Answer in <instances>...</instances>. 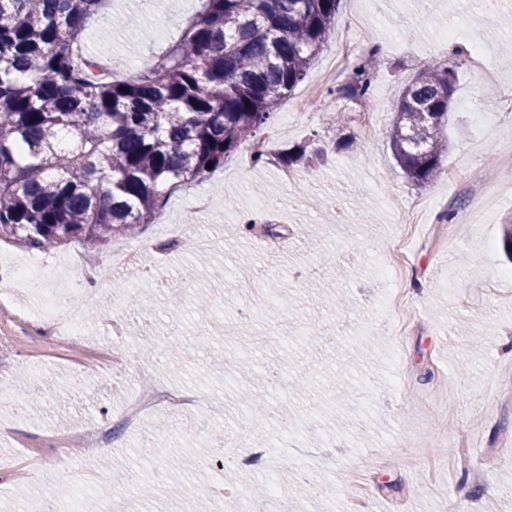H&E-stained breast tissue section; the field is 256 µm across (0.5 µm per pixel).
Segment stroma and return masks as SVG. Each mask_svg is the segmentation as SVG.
Wrapping results in <instances>:
<instances>
[{"mask_svg":"<svg viewBox=\"0 0 512 512\" xmlns=\"http://www.w3.org/2000/svg\"><path fill=\"white\" fill-rule=\"evenodd\" d=\"M487 0H342L336 27L306 79L314 84L339 53L343 32H361L381 49L382 66L366 101L302 103L296 88L257 139L265 165L250 161L242 144L209 178L177 189L136 236L87 246L73 243L47 250L13 247L49 274L50 287L66 286L72 301L84 281L103 298L85 318L87 334L111 340L109 317L121 303L128 319L126 340L148 378L115 369L107 387L84 392L60 388L74 371L94 372L95 355L79 336L46 334L0 308V340L8 348L0 366L15 387L43 389L41 413L17 414L0 402V455L15 468L0 474V512H25L31 499L69 500L63 477L46 471L40 486L28 472L30 453L62 423L110 425L121 396L143 383L200 388L216 400L184 430L179 417L155 412L145 435H117L113 451L86 460L80 439L72 441L73 463L107 475L115 493L128 473L139 489L136 512H196L197 499L223 483L224 473L202 468L206 449L236 444L252 430L240 392L253 388L267 405V466H243L242 484L260 488L282 475L305 470L329 484L332 512H347L360 497L350 472L366 455L381 464L368 476L366 512H449V499L469 512H512V460L497 461L512 445V354L499 342L512 338V263L502 248L504 220L512 217V194L500 197L482 223L456 219L477 176L491 173L512 186V166L497 155L499 138L512 135V112L497 111L498 96L512 89V0H498L503 23L485 20ZM200 0H109L114 22L104 36L98 20L80 34L88 55L142 67L155 52L180 40ZM458 59L447 169L438 181L418 187L397 166L388 130L402 91L437 57ZM348 124L328 131L337 109ZM330 144L326 164L309 171L280 162L282 151L312 136ZM210 197L206 214L191 211L193 197ZM260 195L295 203L288 221V247L249 232L241 218ZM428 205L424 223L406 230L409 200ZM207 226L206 266L196 267V247L187 245L162 261L160 276L130 277L113 271V248L159 239L166 225ZM333 258L317 276L296 277L306 258ZM288 289L289 306L273 302ZM264 308L263 318L242 322L241 300ZM196 343L195 351L172 355L171 338ZM359 365L349 385L352 398L329 390L330 367ZM162 448L179 457L159 456ZM121 466H112L113 458ZM180 487H172L170 471Z\"/></svg>","mask_w":512,"mask_h":512,"instance_id":"1","label":"stroma"}]
</instances>
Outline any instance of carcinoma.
I'll return each mask as SVG.
<instances>
[{
    "instance_id": "carcinoma-1",
    "label": "carcinoma",
    "mask_w": 512,
    "mask_h": 512,
    "mask_svg": "<svg viewBox=\"0 0 512 512\" xmlns=\"http://www.w3.org/2000/svg\"><path fill=\"white\" fill-rule=\"evenodd\" d=\"M104 0H0V239L43 250L134 236L166 189L199 183L306 78L341 0H202L180 41L129 79L95 73L79 34ZM380 48L329 90L364 100ZM457 61L408 82L390 149L410 182L444 172Z\"/></svg>"
}]
</instances>
